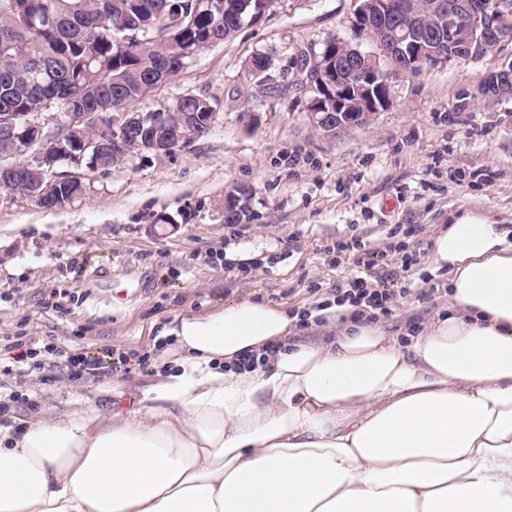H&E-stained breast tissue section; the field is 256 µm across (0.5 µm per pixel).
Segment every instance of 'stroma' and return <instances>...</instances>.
<instances>
[{"label":"stroma","mask_w":512,"mask_h":512,"mask_svg":"<svg viewBox=\"0 0 512 512\" xmlns=\"http://www.w3.org/2000/svg\"><path fill=\"white\" fill-rule=\"evenodd\" d=\"M357 6L277 0L259 24L198 54L138 105L207 96L221 114L208 137L95 173L87 194L62 209L0 194V365L21 343L150 356L146 368L99 377L40 370L7 379L1 427L87 406L105 412L117 391L132 404L158 364L177 356L145 334L175 314L206 315L241 298L308 308L336 285L380 278L397 259L393 225L413 226L409 249L420 254L385 319L395 333L425 325L447 302L448 276L430 258L450 220L485 219L512 240V102L455 109L461 90L512 66V43L405 77L370 125L327 133L305 109L298 56L332 36L352 39ZM257 53L274 77L262 87L246 70ZM246 187L249 219L225 223V196ZM354 238L367 250L363 265L333 264L323 251Z\"/></svg>","instance_id":"stroma-1"}]
</instances>
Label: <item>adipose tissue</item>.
<instances>
[{
	"label": "adipose tissue",
	"mask_w": 512,
	"mask_h": 512,
	"mask_svg": "<svg viewBox=\"0 0 512 512\" xmlns=\"http://www.w3.org/2000/svg\"><path fill=\"white\" fill-rule=\"evenodd\" d=\"M431 264L448 304L404 341L346 305L306 343L259 299L173 317L135 408L0 427V512H512V243L465 216Z\"/></svg>",
	"instance_id": "obj_1"
}]
</instances>
